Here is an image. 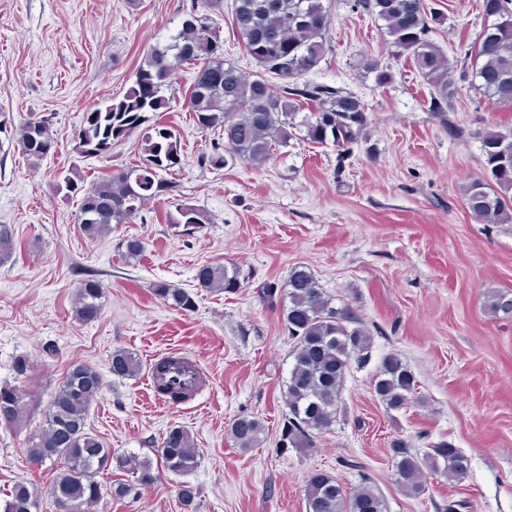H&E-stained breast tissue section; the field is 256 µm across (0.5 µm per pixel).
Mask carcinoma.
<instances>
[{"label": "carcinoma", "mask_w": 512, "mask_h": 512, "mask_svg": "<svg viewBox=\"0 0 512 512\" xmlns=\"http://www.w3.org/2000/svg\"><path fill=\"white\" fill-rule=\"evenodd\" d=\"M357 6L385 22L395 52L405 55L418 75L431 87L429 111L458 135L448 115V100L455 95L449 79L448 57L431 38L432 27L424 0H356ZM223 0H196L192 14L181 29L163 44L151 46L135 74L133 84L122 97L87 112L76 134L75 150L85 157L112 156V145L145 128L141 138L140 164L113 171L89 186L70 169L57 185L58 191L80 193L79 220L91 239L111 228L127 224L159 195L173 192L176 182L165 178L181 165L180 139L162 123L149 124L150 115L169 109L163 91L169 86L173 62L196 68L189 109L203 131L222 132L224 149L230 157L262 165L278 147L303 139L312 144L331 145L344 151L368 143V106L345 86L327 82H300L319 68L327 52L331 25L329 7L323 0H234L233 33L237 42L256 62L254 78L243 75L224 60V46L217 33L210 32L214 15ZM483 12L496 22L484 29L473 77L494 104L512 106V0H483ZM374 82L384 87L393 81L392 72L376 61L366 63ZM271 73L281 80L274 90L265 79ZM309 113L300 116L302 106ZM17 144L33 164L56 151L57 137L52 117L31 116L15 129ZM485 175L464 187L467 208L484 224L512 221V135L486 129L479 133ZM175 225L199 229L210 223L200 209L177 205ZM13 253V233L0 225V264ZM197 286L214 293H234L241 288L239 273L222 264L201 266ZM153 293L164 304L191 312L196 308L189 291L166 282L153 284ZM261 293L283 304L288 336L295 342L293 364L286 385L288 417L281 430L280 445L304 448L311 445L315 431L336 422L338 397L351 362L364 365L371 359L372 333L361 316L350 307H337L320 288L314 274L304 266L290 270L285 285L266 283ZM101 281L88 278L80 283L74 302V316L91 323L102 312ZM488 313L512 318V293L496 292L486 301ZM141 368L138 357L119 350L112 353V375L124 378ZM102 386L100 374L84 364H74L55 392L44 425L33 435L26 449L34 463L48 459L61 463L49 489L60 512H92L102 496L97 474L116 465L132 475L134 483L118 482L111 487L116 498L129 495L134 486L148 487L159 477V468L175 475L193 472L199 451L188 431L170 428L158 450L159 466L147 456L129 453L112 455L85 430L94 395ZM374 392L389 411H401L418 402L414 397L416 379L408 365L391 353L383 358L374 378ZM19 393L10 385L0 386V423L22 419ZM230 437L242 450L262 441L265 426L255 416H239L228 428ZM392 457L404 492L416 496L423 491L426 474H441L460 482L470 471V459L446 440L429 445L418 455L403 441L392 443ZM306 512H387L384 497L364 478L352 494L333 476L316 471L306 482ZM38 495L26 484H16L4 512H38Z\"/></svg>", "instance_id": "carcinoma-1"}]
</instances>
